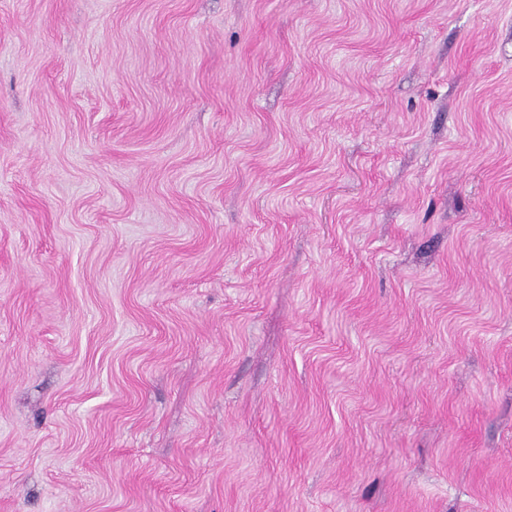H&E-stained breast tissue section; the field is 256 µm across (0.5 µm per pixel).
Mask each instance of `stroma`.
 I'll return each instance as SVG.
<instances>
[{"label": "stroma", "instance_id": "1", "mask_svg": "<svg viewBox=\"0 0 512 512\" xmlns=\"http://www.w3.org/2000/svg\"><path fill=\"white\" fill-rule=\"evenodd\" d=\"M0 512H512V0H0Z\"/></svg>", "mask_w": 512, "mask_h": 512}]
</instances>
